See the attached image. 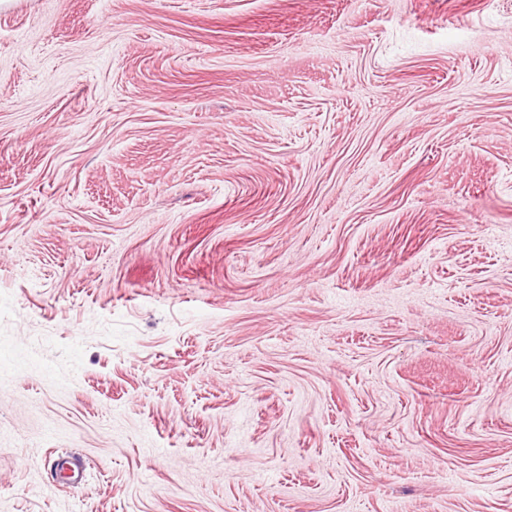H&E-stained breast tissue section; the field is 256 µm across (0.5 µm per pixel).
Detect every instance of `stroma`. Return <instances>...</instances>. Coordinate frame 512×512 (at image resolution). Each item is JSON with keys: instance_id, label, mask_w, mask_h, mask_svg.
I'll list each match as a JSON object with an SVG mask.
<instances>
[{"instance_id": "stroma-1", "label": "stroma", "mask_w": 512, "mask_h": 512, "mask_svg": "<svg viewBox=\"0 0 512 512\" xmlns=\"http://www.w3.org/2000/svg\"><path fill=\"white\" fill-rule=\"evenodd\" d=\"M0 512H512V0L0 6Z\"/></svg>"}]
</instances>
